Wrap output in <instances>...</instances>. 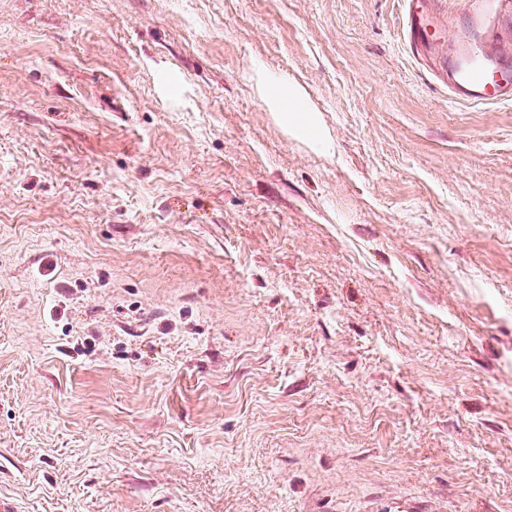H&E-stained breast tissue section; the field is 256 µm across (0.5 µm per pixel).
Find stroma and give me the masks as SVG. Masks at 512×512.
Returning <instances> with one entry per match:
<instances>
[{"mask_svg":"<svg viewBox=\"0 0 512 512\" xmlns=\"http://www.w3.org/2000/svg\"><path fill=\"white\" fill-rule=\"evenodd\" d=\"M447 65L402 0H0V494L512 512V103ZM406 36L417 50L426 51L432 44L436 32L435 24L425 16L423 0L404 1ZM301 97L298 93L268 96L267 104L281 126L291 133L308 137L325 151L331 149V143L320 136L314 127L308 112L300 105Z\"/></svg>","mask_w":512,"mask_h":512,"instance_id":"35a3bbf8","label":"stroma"}]
</instances>
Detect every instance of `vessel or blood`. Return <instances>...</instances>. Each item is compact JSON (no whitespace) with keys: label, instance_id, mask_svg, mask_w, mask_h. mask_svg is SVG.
Masks as SVG:
<instances>
[{"label":"vessel or blood","instance_id":"b4317fda","mask_svg":"<svg viewBox=\"0 0 512 512\" xmlns=\"http://www.w3.org/2000/svg\"><path fill=\"white\" fill-rule=\"evenodd\" d=\"M465 7L474 30L450 49V95L472 103H511L512 61L498 55L495 48L512 43V0H467ZM403 9L409 43L427 50L436 27L424 13L423 0H405Z\"/></svg>","mask_w":512,"mask_h":512}]
</instances>
